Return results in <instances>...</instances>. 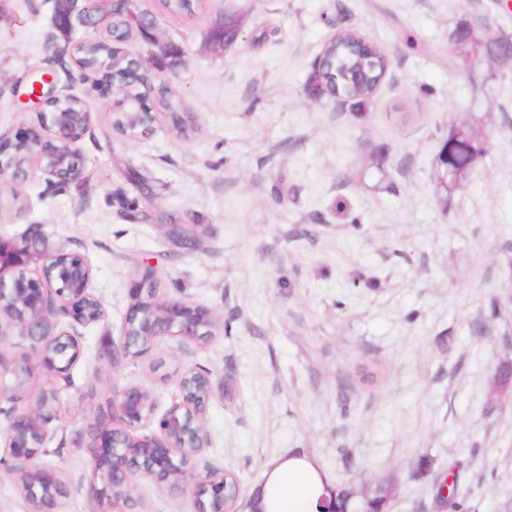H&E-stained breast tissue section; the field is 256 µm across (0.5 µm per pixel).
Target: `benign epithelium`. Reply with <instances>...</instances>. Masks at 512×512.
Masks as SVG:
<instances>
[{
	"label": "benign epithelium",
	"mask_w": 512,
	"mask_h": 512,
	"mask_svg": "<svg viewBox=\"0 0 512 512\" xmlns=\"http://www.w3.org/2000/svg\"><path fill=\"white\" fill-rule=\"evenodd\" d=\"M73 10L69 32L92 26L96 15L87 10L88 0H71ZM136 25L143 33L147 51L130 48L122 55L135 59L142 70H152L175 56L178 61L167 67L176 75L186 65L182 48L165 42L157 35L153 14L136 10ZM241 34V24L235 23L233 32L222 38L209 25L205 44L213 51H221L234 44ZM57 72L41 70L38 79L27 92L29 101L39 108V127L20 130L14 139L0 141V180L7 177L16 181V160L25 154L35 161L38 169L54 187L59 181L70 183L81 178L83 161L74 136L84 137L92 115L85 106L75 107L74 95L56 94ZM127 125L112 127L124 135L139 129L149 121L147 129L154 131L156 112H127ZM11 272L10 280L3 278ZM92 269L85 256L63 248H53L45 238L42 225L30 224L18 238L0 240V318L8 317L19 329V335L32 341L31 359L18 368L13 360L0 352V369L14 376V384L0 391V397L12 403L9 425V456L21 469L30 472L28 493L40 498L50 492L57 473L39 466L35 460L44 452L43 446L32 447L28 433L37 428L45 435L46 424L36 415V406L25 401V394L42 377L68 374L71 364L60 365L48 361L44 351L68 332L58 329L60 319L86 325L85 299L92 297L89 284ZM155 279L153 267L146 266L140 280L129 293V306L120 330V342L112 352L121 350L132 336H144L147 342L141 352L148 351L159 336H177L194 343L204 336L214 335L217 318L210 308L182 299H167L147 295V286ZM181 402L167 410L158 420L157 430L138 438L128 429L149 419L155 406L148 405L146 391L139 386L112 390V426L99 425L89 442L75 439V446L85 448L90 455L95 480L94 496L100 503L112 504V512H126L122 506L133 500L132 476L140 473L165 484L169 489L192 488L198 512H208L207 500L215 493H224L223 476L206 472L200 476L190 471L191 459L200 456L209 447L204 430L203 415L207 403L188 396L183 385H178Z\"/></svg>",
	"instance_id": "1"
}]
</instances>
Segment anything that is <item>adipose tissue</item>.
<instances>
[{
    "label": "adipose tissue",
    "mask_w": 512,
    "mask_h": 512,
    "mask_svg": "<svg viewBox=\"0 0 512 512\" xmlns=\"http://www.w3.org/2000/svg\"><path fill=\"white\" fill-rule=\"evenodd\" d=\"M324 480L306 460L291 457L277 463L260 489L262 499L277 497L280 512H315Z\"/></svg>",
    "instance_id": "1"
}]
</instances>
